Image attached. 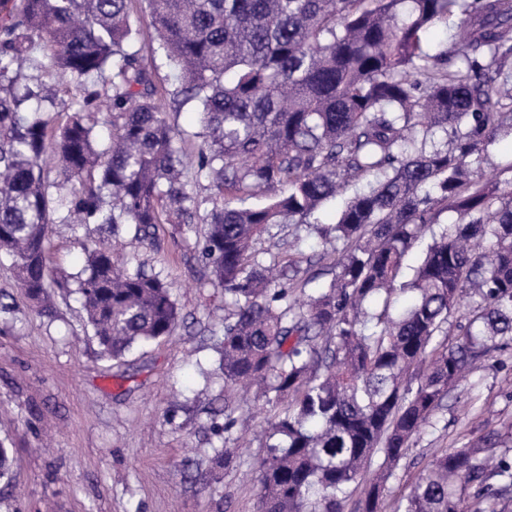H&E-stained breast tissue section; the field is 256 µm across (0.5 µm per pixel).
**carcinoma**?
I'll list each match as a JSON object with an SVG mask.
<instances>
[{"mask_svg":"<svg viewBox=\"0 0 512 512\" xmlns=\"http://www.w3.org/2000/svg\"><path fill=\"white\" fill-rule=\"evenodd\" d=\"M173 90L153 81L130 0H0V254L18 288L51 307L73 286L103 356L173 334L178 304L157 273L103 245L155 244L159 224L205 225V283L224 291L209 328L224 376V442L236 391L276 410L264 432L258 512H382L393 467L498 341L512 339V190L483 178L512 120V0H145ZM455 46L427 42L439 25ZM57 70L64 101L23 65ZM195 108L204 144L187 165L158 104ZM108 102L112 139L98 149ZM68 112L55 127L53 114ZM67 187L50 178L47 158ZM208 183L202 198L193 189ZM346 196L323 236L345 243L336 272L301 301L255 242L307 224ZM255 200L237 207L232 200ZM457 222L433 230L444 212ZM85 229L84 266L55 281L48 228ZM431 231L417 264L409 256ZM477 300L450 345L463 293ZM497 437L434 457L395 512H502L512 456Z\"/></svg>","mask_w":512,"mask_h":512,"instance_id":"carcinoma-1","label":"carcinoma"}]
</instances>
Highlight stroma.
<instances>
[{
	"label": "stroma",
	"mask_w": 512,
	"mask_h": 512,
	"mask_svg": "<svg viewBox=\"0 0 512 512\" xmlns=\"http://www.w3.org/2000/svg\"><path fill=\"white\" fill-rule=\"evenodd\" d=\"M486 175L512 181V128L488 145ZM202 226L161 224L157 244L124 240L121 254L162 274L180 308L175 332L119 359L101 355L76 293L44 309L17 286L0 257V292L13 310L0 318V441L13 457V480L0 490V512H257V460L251 441L238 466L212 471L222 439L224 381L207 328L224 318V293L201 284ZM57 274L84 261L83 232L49 229ZM299 240L298 251L288 241ZM336 242L280 225L256 244L264 255L294 258L299 278L330 281ZM501 435L512 449V343L492 350L453 387L387 484L385 508L409 492L435 455Z\"/></svg>",
	"instance_id": "stroma-1"
}]
</instances>
